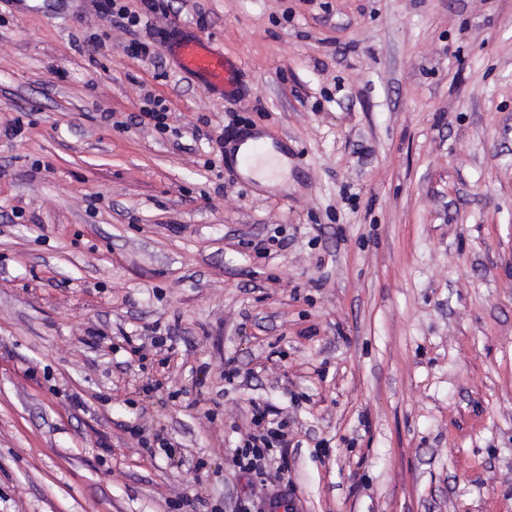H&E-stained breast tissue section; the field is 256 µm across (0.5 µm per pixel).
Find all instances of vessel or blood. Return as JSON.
I'll return each instance as SVG.
<instances>
[{
  "mask_svg": "<svg viewBox=\"0 0 512 512\" xmlns=\"http://www.w3.org/2000/svg\"><path fill=\"white\" fill-rule=\"evenodd\" d=\"M167 49L180 72L193 77L211 92L234 99L241 94L240 65L225 57L209 39L189 32L173 36Z\"/></svg>",
  "mask_w": 512,
  "mask_h": 512,
  "instance_id": "vessel-or-blood-1",
  "label": "vessel or blood"
}]
</instances>
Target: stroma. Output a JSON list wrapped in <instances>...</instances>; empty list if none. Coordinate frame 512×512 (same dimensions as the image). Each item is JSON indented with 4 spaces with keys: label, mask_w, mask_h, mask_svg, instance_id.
<instances>
[{
    "label": "stroma",
    "mask_w": 512,
    "mask_h": 512,
    "mask_svg": "<svg viewBox=\"0 0 512 512\" xmlns=\"http://www.w3.org/2000/svg\"><path fill=\"white\" fill-rule=\"evenodd\" d=\"M179 27L240 98L178 72ZM146 31L134 59L92 0H0V512H512V0ZM244 132L288 191L226 163ZM256 403L287 444L246 473ZM167 49L178 70L193 77L212 93L224 98L240 97V65L224 56L209 39L195 32L172 36ZM144 105L140 108L141 118L140 123H145L148 119V124H153L154 128L160 132L165 133L169 126L167 124V109L161 100H156L151 97L143 99Z\"/></svg>",
    "instance_id": "1"
}]
</instances>
